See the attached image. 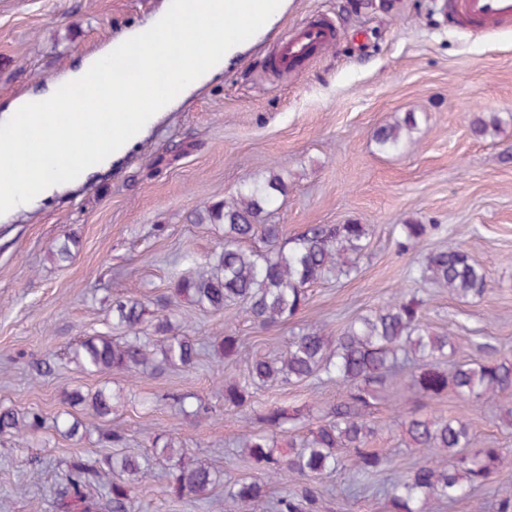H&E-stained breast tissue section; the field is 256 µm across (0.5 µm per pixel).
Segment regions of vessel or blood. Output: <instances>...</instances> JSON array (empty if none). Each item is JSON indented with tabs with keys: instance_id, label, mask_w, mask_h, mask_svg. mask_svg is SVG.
Returning <instances> with one entry per match:
<instances>
[{
	"instance_id": "1",
	"label": "vessel or blood",
	"mask_w": 512,
	"mask_h": 512,
	"mask_svg": "<svg viewBox=\"0 0 512 512\" xmlns=\"http://www.w3.org/2000/svg\"><path fill=\"white\" fill-rule=\"evenodd\" d=\"M443 13L449 25L472 31L512 29V0H444ZM339 32L327 18H316L289 32L266 59L272 77L293 75L327 52Z\"/></svg>"
}]
</instances>
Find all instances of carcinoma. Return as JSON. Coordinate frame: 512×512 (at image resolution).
Returning <instances> with one entry per match:
<instances>
[{
  "instance_id": "carcinoma-1",
  "label": "carcinoma",
  "mask_w": 512,
  "mask_h": 512,
  "mask_svg": "<svg viewBox=\"0 0 512 512\" xmlns=\"http://www.w3.org/2000/svg\"><path fill=\"white\" fill-rule=\"evenodd\" d=\"M416 125L415 116L381 127L376 141L384 151L399 147ZM288 185L272 173L262 182H247L237 193L194 213L197 224L224 225V241L208 265L176 279L156 309L154 338L139 335L146 303L134 296L112 298V320L128 332L126 336H89L72 350L73 361L90 373L134 372L190 368L200 354L197 340L180 330V314L174 309L189 301L202 309L220 312L240 305L260 326L295 317L309 299V288L330 277L348 278L357 271V261L366 256L371 231L366 224H320L290 241L282 239V227L268 216L283 207ZM259 238L262 247L247 249L244 242ZM420 276L459 298H481L488 290L485 269L461 248L450 245L431 253L419 267ZM423 301L398 296L385 306L347 324L335 337L318 326H306L292 337L286 353L255 358L248 374L224 380V411L251 408L253 390L259 386L296 385L324 378L343 388V396L324 418L308 428L300 441L292 431L306 416L286 406H270L260 415L262 427L245 435L240 453L258 475L224 484V500L242 512H256L267 504L271 512H312L320 480L350 463L354 471L369 476L391 465L388 456L369 447L375 428L367 409L397 368L411 362L412 386L428 399L453 391L464 400L485 401L501 392H512V358L478 361L467 356L456 359L452 370L445 360L461 350L449 332H436L423 320ZM220 355L229 359L240 354L239 337L226 333L214 340ZM189 394L172 399L185 415L201 420L213 407L197 401L187 409ZM76 407L91 411L107 423L99 440L119 446L122 429L110 425L112 392L99 388L69 393ZM39 411L0 407V436L25 433L36 437L45 428ZM401 426L416 448L426 453L397 475L385 490L389 512H431L435 500L450 503L485 485L493 475L500 449L479 444L469 424L459 417L406 415ZM56 431L69 439H83L89 429L74 417L56 421ZM448 453V465L439 464L434 452ZM153 457L171 463L165 493L174 498L205 499L219 483L205 460H185L182 441L164 431L155 436ZM144 480L151 476L149 460L130 454L104 461L78 456L67 464L65 483L58 492L60 512H129L131 490L122 476ZM275 479L294 481L298 495L282 492L272 496Z\"/></svg>"
}]
</instances>
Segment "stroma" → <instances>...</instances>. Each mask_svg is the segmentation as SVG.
I'll return each mask as SVG.
<instances>
[{"label": "stroma", "mask_w": 512, "mask_h": 512, "mask_svg": "<svg viewBox=\"0 0 512 512\" xmlns=\"http://www.w3.org/2000/svg\"><path fill=\"white\" fill-rule=\"evenodd\" d=\"M163 3L0 0V115L28 93L31 77L48 83L79 68L108 36L150 23ZM317 14L335 21L336 44L300 73L269 79L263 62L274 43ZM409 113L416 127L397 150H381L377 129ZM494 115L496 132L474 133L477 120ZM272 172L288 185L285 206L270 217L286 237L314 224L369 225L357 272L315 285L299 314L266 327L237 307L214 313L182 305L185 329L201 348L189 370L92 374L71 362L78 340L116 335L113 297L155 304L171 280L206 265L224 227L195 223L197 209ZM405 224L427 227L407 251L399 245ZM67 238L77 243L74 257L57 261L51 250ZM451 244L486 269L483 298L460 299L419 278L425 257ZM401 294L423 299L425 321L451 331L466 352L512 357V32L451 27L440 0H288L280 22L243 43L202 86L182 90L133 150L90 181L0 222V406L47 416L39 437H0V512H56L67 460L79 452L93 460L113 455L97 433L77 441L56 431V417L68 412L95 423L68 404L75 388L121 393L112 422L126 432L127 453L150 455L154 434L166 430L187 455L211 460L223 481L251 474L236 452L265 407H300L316 422L340 390L316 379L261 387L240 420L222 411L224 375L284 353L301 327L317 323L335 334ZM226 330L244 347L222 361L212 342ZM38 360L53 372L36 380L30 364ZM174 393L216 412L193 421L171 401ZM511 407L512 393L479 403L451 393L430 400L400 372L369 409L370 445L387 452L392 469L363 479L338 470L319 487L321 512H385L383 488L420 457L400 424L413 410L463 417L478 442L500 448L490 483L436 510L493 512L495 490L512 487V428L500 419ZM152 467V478L131 485V512H236L222 486L203 501L169 499L167 464Z\"/></svg>", "instance_id": "obj_1"}]
</instances>
